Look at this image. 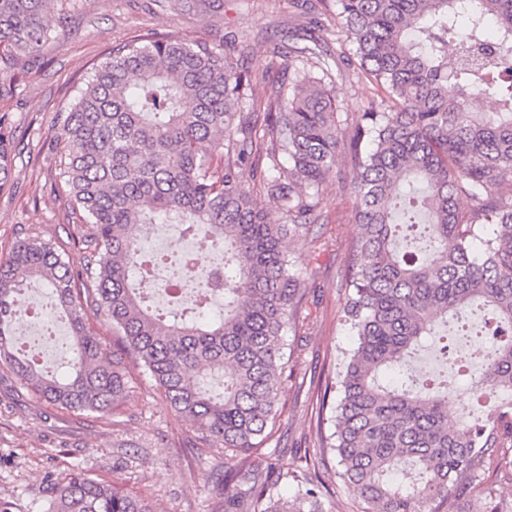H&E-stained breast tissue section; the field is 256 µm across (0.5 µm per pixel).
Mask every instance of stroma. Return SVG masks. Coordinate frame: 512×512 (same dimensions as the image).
<instances>
[{"instance_id": "1", "label": "stroma", "mask_w": 512, "mask_h": 512, "mask_svg": "<svg viewBox=\"0 0 512 512\" xmlns=\"http://www.w3.org/2000/svg\"><path fill=\"white\" fill-rule=\"evenodd\" d=\"M68 25L46 43L37 59L20 54L0 69V132L20 150L9 190L0 193V256L26 236L66 243L76 229L51 154L62 150L55 114L83 87L91 67L118 43L155 30L174 39L230 46L235 57L267 80H281L267 51L276 40L312 25L335 28L333 15L293 0H67ZM337 65L334 93L344 112L361 111L377 91L354 72L353 47L329 38ZM353 176L346 153L336 159L322 217L311 242L298 247L299 273L307 290L293 338L298 362L281 397L279 428L268 455L289 470L303 468L313 447L314 376L333 366L354 338L339 320L346 246L355 236ZM133 390L107 413L87 414L49 405L0 371V503L9 512H44L47 487L74 471L147 499L157 512H210L215 460L202 451L189 425L169 407L153 380L131 367Z\"/></svg>"}]
</instances>
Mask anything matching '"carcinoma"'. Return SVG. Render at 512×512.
<instances>
[{
    "label": "carcinoma",
    "instance_id": "carcinoma-1",
    "mask_svg": "<svg viewBox=\"0 0 512 512\" xmlns=\"http://www.w3.org/2000/svg\"><path fill=\"white\" fill-rule=\"evenodd\" d=\"M336 35L355 49L359 72L378 88L350 129L333 93L325 30L305 44H270L283 79L270 83L224 47L154 33L116 45L71 106L56 114L65 150L54 154L79 221L86 264L72 269L64 245L29 236L0 258V368L49 404L80 413L119 406L130 365L142 367L203 443L217 441L214 512H323L317 474L354 488L364 512H465L459 491L498 462L512 482V407L482 426L448 425V380L391 379L439 326L448 353L472 307L501 340L468 358L481 371L473 404L491 385L512 393V0H318ZM68 16L49 0H0V47L32 55ZM471 54L466 62L448 53ZM498 110L483 109L486 101ZM355 168L358 232L348 245L341 321L354 336L342 369L317 383L318 447L288 471L254 455L275 434L292 371L285 334L299 328L306 289L284 242L305 243L321 216L336 157ZM16 149L0 134V191ZM262 176L288 215L272 224L242 180ZM470 202L468 210L459 207ZM179 224L200 242L168 258L140 247L144 224ZM224 253V314H209L211 254ZM173 261L197 265L177 309L150 304L151 274ZM39 281L71 335L52 367L13 348L24 293ZM102 312L117 329L108 351L87 327ZM413 471L395 482L394 469ZM481 512H512L493 483ZM45 512H154L110 482L74 472L51 483Z\"/></svg>",
    "mask_w": 512,
    "mask_h": 512
}]
</instances>
